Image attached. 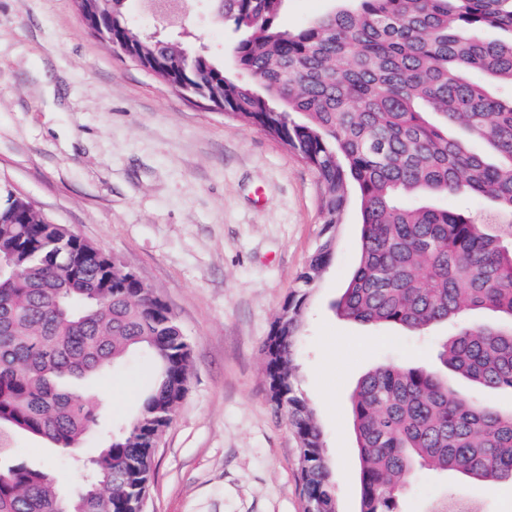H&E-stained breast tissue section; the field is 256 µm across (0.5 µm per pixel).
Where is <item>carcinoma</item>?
I'll use <instances>...</instances> for the list:
<instances>
[{
    "label": "carcinoma",
    "mask_w": 512,
    "mask_h": 512,
    "mask_svg": "<svg viewBox=\"0 0 512 512\" xmlns=\"http://www.w3.org/2000/svg\"><path fill=\"white\" fill-rule=\"evenodd\" d=\"M127 0H75L95 11L112 45L155 62L175 87L207 95L235 119L294 150L322 186L321 242L265 342L270 399L298 437L302 497L336 503L322 431L297 387L296 343L310 292L336 246V226L356 194L359 264L335 303L344 318L423 334L477 312L438 351V365L380 364L359 382L351 419L361 466L360 512H399L419 469L454 471L495 489L512 484V410L470 397L467 381L512 392V0H357L286 30L285 0H213L233 27L238 80L202 49L189 52L126 17ZM489 202L482 224L442 196ZM68 233L11 187L0 186V424L65 452L91 433L105 448L91 479L63 498L49 473L0 467V512H141L156 444L189 383L191 347L152 288L87 259L91 244ZM141 351L155 375L138 411L103 423V393L78 382L112 376Z\"/></svg>",
    "instance_id": "cac0c4a2"
}]
</instances>
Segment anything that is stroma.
<instances>
[{"mask_svg": "<svg viewBox=\"0 0 512 512\" xmlns=\"http://www.w3.org/2000/svg\"><path fill=\"white\" fill-rule=\"evenodd\" d=\"M190 40L231 63L235 34L195 0ZM51 222L126 262L173 311L192 349L188 391L156 450L144 512H302L298 440L267 397L263 342L315 250L322 189L298 154L261 128L187 96L91 34L74 0H0V185ZM350 202L331 261L312 290L296 374L314 409L338 512H359L360 459L351 395L376 365L431 367L451 333L423 336L341 318L333 308L359 257ZM130 356L98 384L102 413L132 417L150 378ZM102 445L61 452L0 425L8 462L50 470L62 494L85 480ZM481 512H512L459 473H418L401 512H448V494Z\"/></svg>", "mask_w": 512, "mask_h": 512, "instance_id": "stroma-1", "label": "stroma"}]
</instances>
